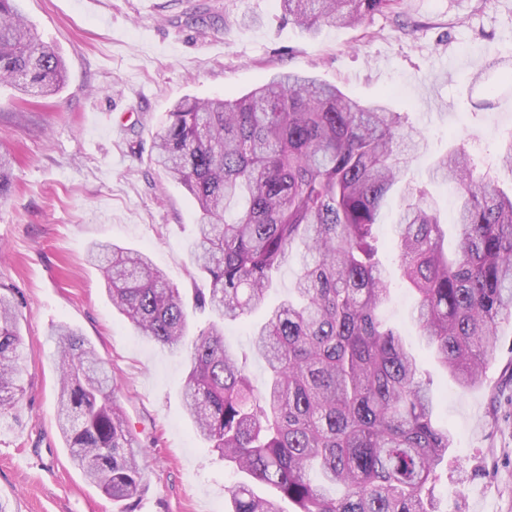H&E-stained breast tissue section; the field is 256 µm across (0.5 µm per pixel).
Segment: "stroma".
<instances>
[{
    "mask_svg": "<svg viewBox=\"0 0 512 512\" xmlns=\"http://www.w3.org/2000/svg\"><path fill=\"white\" fill-rule=\"evenodd\" d=\"M34 32L66 64L48 99L0 85V152L16 159L0 199V284L19 307L27 365L21 402L0 416V504L6 512H228L234 469L185 414L183 358L140 335L113 309L89 248L110 241L149 253L190 287L199 212L151 161L166 112L184 96L236 99L271 76L302 70L359 101L387 97L424 133L407 177L433 196L447 235L456 199L430 180L435 158L465 144L480 172L512 190L497 156L512 137V89L485 110L474 75L512 55V0H402L354 27L310 35L276 0H22ZM394 293L382 309L430 378L435 419L453 446L436 488L441 512H512V324L483 383L460 387L419 342L393 251ZM66 324L94 346L146 451L141 494L115 503L70 464L56 424L57 339Z\"/></svg>",
    "mask_w": 512,
    "mask_h": 512,
    "instance_id": "stroma-1",
    "label": "stroma"
}]
</instances>
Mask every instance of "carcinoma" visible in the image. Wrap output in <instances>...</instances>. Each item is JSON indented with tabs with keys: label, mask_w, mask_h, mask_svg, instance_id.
I'll return each mask as SVG.
<instances>
[{
	"label": "carcinoma",
	"mask_w": 512,
	"mask_h": 512,
	"mask_svg": "<svg viewBox=\"0 0 512 512\" xmlns=\"http://www.w3.org/2000/svg\"><path fill=\"white\" fill-rule=\"evenodd\" d=\"M314 34L351 26L399 0H278ZM485 72L512 82V58ZM65 63L41 42L17 0H0V84L56 94ZM424 134L382 101L361 104L299 72L247 95L185 97L167 112L154 161L195 199L190 245L195 307L212 321L195 336L183 291L149 255L114 243L90 249L112 306L142 335L185 354V407L198 436L244 478L232 512H439L434 496L452 439L436 424L430 382L398 328L383 321L391 282L376 228L400 191L393 236L402 278L417 295L412 318L435 360L474 387L492 359L498 327L512 322V194L478 172L460 147L429 171L461 193L456 247L426 190L401 181ZM0 153V196L14 186ZM298 269L288 298L252 328L266 365L255 386L224 323L264 307L274 272ZM57 420L70 462L112 501L136 498L144 449L114 397L112 376L79 332L60 326ZM17 304L0 291V413L24 393Z\"/></svg>",
	"instance_id": "1"
}]
</instances>
